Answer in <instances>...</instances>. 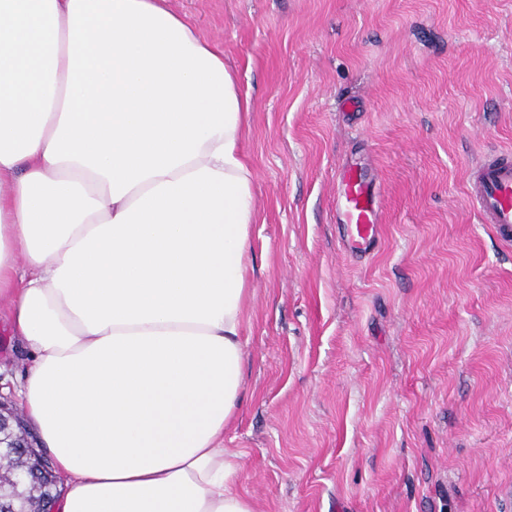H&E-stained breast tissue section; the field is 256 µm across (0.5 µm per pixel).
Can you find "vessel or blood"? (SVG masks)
Instances as JSON below:
<instances>
[{
    "instance_id": "vessel-or-blood-1",
    "label": "vessel or blood",
    "mask_w": 512,
    "mask_h": 512,
    "mask_svg": "<svg viewBox=\"0 0 512 512\" xmlns=\"http://www.w3.org/2000/svg\"><path fill=\"white\" fill-rule=\"evenodd\" d=\"M336 196L337 221L353 252L372 251L380 235V208L374 177L367 170L345 166ZM469 197L482 223L493 225L504 241H512V153L501 152L473 165L467 174Z\"/></svg>"
}]
</instances>
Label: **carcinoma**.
I'll use <instances>...</instances> for the list:
<instances>
[{
	"label": "carcinoma",
	"mask_w": 512,
	"mask_h": 512,
	"mask_svg": "<svg viewBox=\"0 0 512 512\" xmlns=\"http://www.w3.org/2000/svg\"><path fill=\"white\" fill-rule=\"evenodd\" d=\"M4 491L0 493V512H25L30 501L45 504L57 494L52 481V466L34 448H15L0 460Z\"/></svg>",
	"instance_id": "carcinoma-1"
}]
</instances>
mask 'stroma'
Masks as SVG:
<instances>
[{
    "label": "stroma",
    "instance_id": "1",
    "mask_svg": "<svg viewBox=\"0 0 512 512\" xmlns=\"http://www.w3.org/2000/svg\"><path fill=\"white\" fill-rule=\"evenodd\" d=\"M169 5L251 101L239 490L256 512H512V244L466 183L512 152V0ZM348 163L381 185L368 256L340 244ZM28 358L0 321L1 404Z\"/></svg>",
    "mask_w": 512,
    "mask_h": 512
}]
</instances>
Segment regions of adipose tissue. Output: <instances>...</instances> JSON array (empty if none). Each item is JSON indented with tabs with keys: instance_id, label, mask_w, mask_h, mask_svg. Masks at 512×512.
<instances>
[{
	"instance_id": "obj_1",
	"label": "adipose tissue",
	"mask_w": 512,
	"mask_h": 512,
	"mask_svg": "<svg viewBox=\"0 0 512 512\" xmlns=\"http://www.w3.org/2000/svg\"><path fill=\"white\" fill-rule=\"evenodd\" d=\"M250 100L168 0H0V301L52 512H256Z\"/></svg>"
}]
</instances>
